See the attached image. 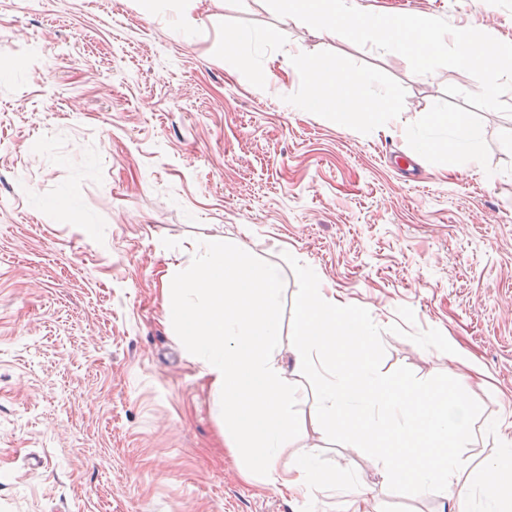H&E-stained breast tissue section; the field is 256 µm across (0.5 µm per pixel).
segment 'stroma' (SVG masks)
Listing matches in <instances>:
<instances>
[{
    "label": "stroma",
    "mask_w": 512,
    "mask_h": 512,
    "mask_svg": "<svg viewBox=\"0 0 512 512\" xmlns=\"http://www.w3.org/2000/svg\"><path fill=\"white\" fill-rule=\"evenodd\" d=\"M139 2L0 0V512H346L340 492L294 501L244 476L218 396L165 320L168 252L189 267L192 244L216 237L279 269V358L293 348L289 253L383 328L382 372L453 377L471 360L482 377L463 388L482 414L460 475L473 477L512 439V116L445 94L472 91L468 73L413 74L262 0H200L196 37L170 0ZM413 8L512 43V0ZM228 33L244 70L224 59ZM309 57L397 112L346 127L293 111ZM439 115L477 130L480 172L443 150ZM402 306L452 353L389 333ZM289 380L303 392L292 453L346 469L382 512H440V495L391 492L379 461L307 427L314 392Z\"/></svg>",
    "instance_id": "obj_1"
}]
</instances>
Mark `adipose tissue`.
I'll return each mask as SVG.
<instances>
[{
    "label": "adipose tissue",
    "mask_w": 512,
    "mask_h": 512,
    "mask_svg": "<svg viewBox=\"0 0 512 512\" xmlns=\"http://www.w3.org/2000/svg\"><path fill=\"white\" fill-rule=\"evenodd\" d=\"M304 66L310 82L306 96L295 100L299 112L319 108L332 95L336 118L353 124L360 115L353 97L341 90L336 73L314 58ZM196 267L168 264L164 275L167 319L188 355L224 396V435L233 448H245V469L294 499L313 492L350 489L342 470H322L304 457H286L294 436L288 413L292 394L275 354L279 345L280 273L269 266L254 271L245 258L212 238L195 249ZM287 466H280V459Z\"/></svg>",
    "instance_id": "obj_1"
}]
</instances>
